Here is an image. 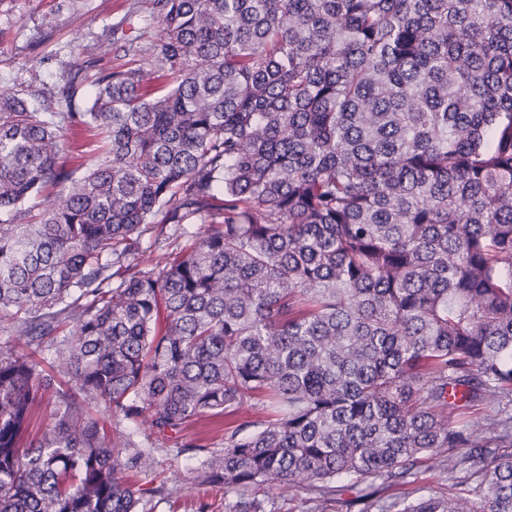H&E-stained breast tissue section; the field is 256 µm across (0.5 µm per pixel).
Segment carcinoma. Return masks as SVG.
Instances as JSON below:
<instances>
[{
  "label": "carcinoma",
  "mask_w": 512,
  "mask_h": 512,
  "mask_svg": "<svg viewBox=\"0 0 512 512\" xmlns=\"http://www.w3.org/2000/svg\"><path fill=\"white\" fill-rule=\"evenodd\" d=\"M154 2L150 57L87 111L0 98V512H151L131 429L246 404L195 448L224 512L270 484L512 512V0ZM70 126L96 162L31 219ZM166 224L186 244L138 267ZM427 455L475 488L383 504Z\"/></svg>",
  "instance_id": "cac0c4a2"
}]
</instances>
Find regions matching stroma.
Listing matches in <instances>:
<instances>
[{"mask_svg": "<svg viewBox=\"0 0 512 512\" xmlns=\"http://www.w3.org/2000/svg\"><path fill=\"white\" fill-rule=\"evenodd\" d=\"M161 22L153 0H0V97L28 99L44 112H82L101 68L137 66ZM250 406L189 424L156 438L146 479L164 480L177 498H155L151 512H224V489L198 481L195 453L185 444L220 448L224 434L259 419Z\"/></svg>", "mask_w": 512, "mask_h": 512, "instance_id": "1", "label": "stroma"}]
</instances>
